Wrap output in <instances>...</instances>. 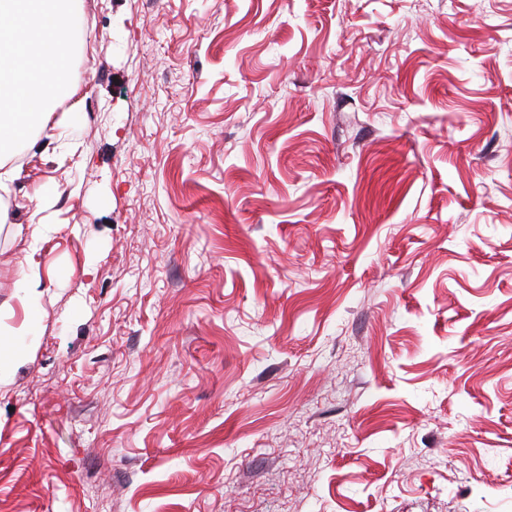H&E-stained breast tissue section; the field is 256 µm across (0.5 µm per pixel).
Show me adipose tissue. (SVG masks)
Masks as SVG:
<instances>
[{
  "mask_svg": "<svg viewBox=\"0 0 512 512\" xmlns=\"http://www.w3.org/2000/svg\"><path fill=\"white\" fill-rule=\"evenodd\" d=\"M74 0H0V157L32 141L50 108L76 95L69 84Z\"/></svg>",
  "mask_w": 512,
  "mask_h": 512,
  "instance_id": "1",
  "label": "adipose tissue"
}]
</instances>
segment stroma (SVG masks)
Returning <instances> with one entry per match:
<instances>
[{
  "mask_svg": "<svg viewBox=\"0 0 512 512\" xmlns=\"http://www.w3.org/2000/svg\"><path fill=\"white\" fill-rule=\"evenodd\" d=\"M74 9L0 512H512V0Z\"/></svg>",
  "mask_w": 512,
  "mask_h": 512,
  "instance_id": "35a3bbf8",
  "label": "stroma"
}]
</instances>
